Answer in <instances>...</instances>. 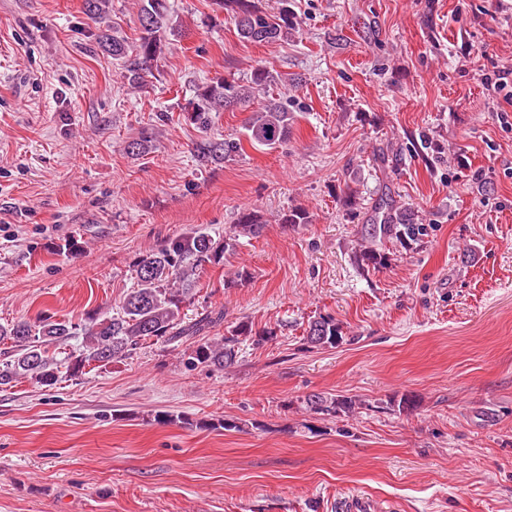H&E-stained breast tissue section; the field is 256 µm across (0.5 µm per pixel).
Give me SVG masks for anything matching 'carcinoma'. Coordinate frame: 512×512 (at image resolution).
<instances>
[{"label": "carcinoma", "mask_w": 512, "mask_h": 512, "mask_svg": "<svg viewBox=\"0 0 512 512\" xmlns=\"http://www.w3.org/2000/svg\"><path fill=\"white\" fill-rule=\"evenodd\" d=\"M216 4L234 21L239 37L244 40L267 44L286 41L293 30L290 0H280L278 11L273 13L263 8L259 0H216ZM138 22L140 36L132 43L106 29L97 37L102 51L122 61L123 78L133 89L146 85L152 64L168 49L169 37L179 35L168 0H141ZM276 80L273 72L259 62L243 83L220 76L196 89L194 99L184 111L203 133L194 146L198 167H216L231 155L243 152L244 140L255 149H273L288 140L293 113L276 101L251 113L243 136L217 139L208 135L216 114L250 102ZM264 228L263 216L254 209L242 210L233 224L234 236L238 238H257ZM425 234V225L415 222L411 209L382 198L372 209L370 223L362 225L356 260L363 266L379 265L384 259V243L418 241ZM231 247L232 238L198 227L135 262L136 287L126 294L119 312L111 316L96 311L78 322L47 317L37 325L24 320L0 324V389L11 388L26 378L51 388L59 380L61 367L67 374L77 376L90 366L124 360L147 339L171 344L201 335L211 324L223 320L224 313L214 317L208 314L186 324L183 307L194 296L201 274L209 266L224 264ZM276 337L274 329L255 332L251 325L242 322L229 336L185 350L182 361L188 369L201 365L222 369L235 363L243 342L261 346ZM342 339L341 328L332 317L320 315L308 322V343L333 348ZM72 340L80 341V347L57 358L59 347ZM304 404L314 413L336 415L354 411L356 400L312 393L305 397Z\"/></svg>", "instance_id": "1"}]
</instances>
